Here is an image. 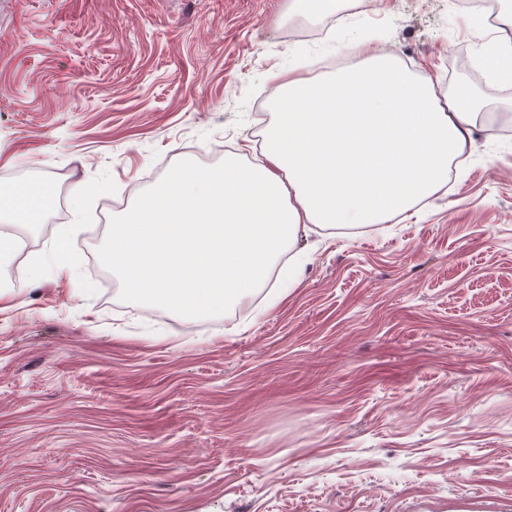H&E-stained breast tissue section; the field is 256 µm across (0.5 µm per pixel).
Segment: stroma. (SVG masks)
<instances>
[{
	"label": "stroma",
	"mask_w": 512,
	"mask_h": 512,
	"mask_svg": "<svg viewBox=\"0 0 512 512\" xmlns=\"http://www.w3.org/2000/svg\"><path fill=\"white\" fill-rule=\"evenodd\" d=\"M290 6L0 0V187L57 191L35 230L0 222L28 246L0 299V512H512V80L482 65L508 38L457 0ZM364 41L470 89L447 184L298 238L287 293L205 322L127 298L104 221L181 165L260 159L271 75L328 76ZM294 8L316 20H325L339 14L346 0H293ZM69 231L61 230L53 243V252L57 258L60 271L72 274L74 266L69 253Z\"/></svg>",
	"instance_id": "obj_1"
}]
</instances>
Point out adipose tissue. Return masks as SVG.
<instances>
[{
	"label": "adipose tissue",
	"mask_w": 512,
	"mask_h": 512,
	"mask_svg": "<svg viewBox=\"0 0 512 512\" xmlns=\"http://www.w3.org/2000/svg\"><path fill=\"white\" fill-rule=\"evenodd\" d=\"M362 52L324 81L274 75L262 162L182 166L107 225L106 260L129 299L204 319L265 287L283 255L291 288L300 228L383 224L447 183L476 122L470 93L439 98L393 57ZM55 197L51 179L15 183L0 191V222L35 229Z\"/></svg>",
	"instance_id": "ef3b65f1"
}]
</instances>
